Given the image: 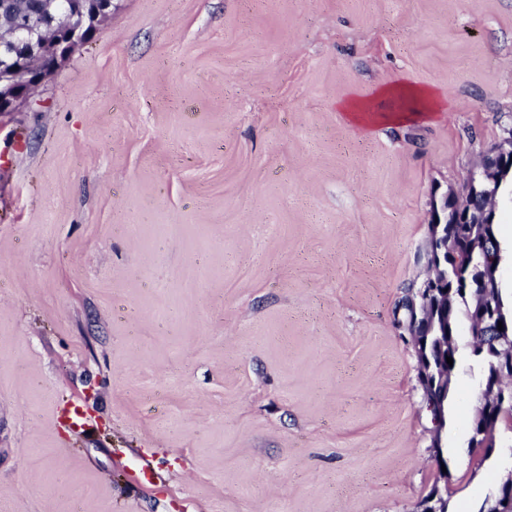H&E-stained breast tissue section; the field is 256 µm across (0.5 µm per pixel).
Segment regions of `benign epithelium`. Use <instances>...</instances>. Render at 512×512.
<instances>
[{"label":"benign epithelium","instance_id":"7a95c632","mask_svg":"<svg viewBox=\"0 0 512 512\" xmlns=\"http://www.w3.org/2000/svg\"><path fill=\"white\" fill-rule=\"evenodd\" d=\"M6 21L8 37L0 38V61L6 62L23 79L0 88V112H13L27 101L53 72L58 60L50 56L51 45L58 41L61 30L68 31L69 40L78 42L83 33L63 28L47 14V7L37 2L19 10L14 0H0V22ZM512 171V131L484 157L481 168L470 174L460 196H444L441 204L431 210L429 242L431 244L432 275L412 298L414 319L409 324L418 365L427 381L448 389L454 372L448 367V224L466 228L472 251L488 253L495 243L490 232L493 216L486 200L492 187ZM498 268L485 264L477 271L472 293L479 303L471 312L470 323L476 327L478 347L491 358L494 375L484 381L482 394L496 404L512 403V328L502 321L493 296L497 287ZM503 330H498V326Z\"/></svg>","mask_w":512,"mask_h":512}]
</instances>
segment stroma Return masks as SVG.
Wrapping results in <instances>:
<instances>
[{
    "instance_id": "35a3bbf8",
    "label": "stroma",
    "mask_w": 512,
    "mask_h": 512,
    "mask_svg": "<svg viewBox=\"0 0 512 512\" xmlns=\"http://www.w3.org/2000/svg\"><path fill=\"white\" fill-rule=\"evenodd\" d=\"M396 82L441 111L336 105ZM511 132L512 0H112L0 112V512H417L402 301ZM480 388L463 353L448 512L512 476L510 431L469 456Z\"/></svg>"
}]
</instances>
